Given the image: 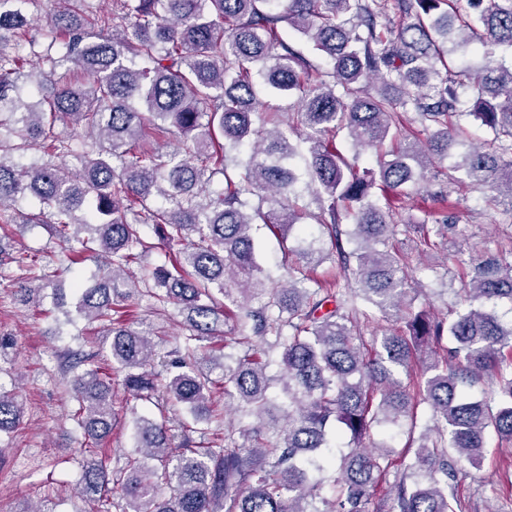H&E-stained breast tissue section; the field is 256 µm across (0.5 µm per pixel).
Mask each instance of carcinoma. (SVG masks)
Segmentation results:
<instances>
[{
	"label": "carcinoma",
	"instance_id": "carcinoma-1",
	"mask_svg": "<svg viewBox=\"0 0 512 512\" xmlns=\"http://www.w3.org/2000/svg\"><path fill=\"white\" fill-rule=\"evenodd\" d=\"M31 2L0 0V213L31 195L39 208L25 223L45 225L68 262L96 245V274L75 308L109 322L124 389L151 400L163 386L187 414L182 423L196 426L215 419L220 392L237 419L217 452L174 447L166 420L131 412L133 452L116 475L115 512H368L379 493L376 512H462L456 461L480 465L490 431L512 443V320L497 312L500 300L512 305V251L468 262V307L442 319L416 312L392 251L397 225L371 196L376 188L399 200L446 162L512 223V63L498 58L512 49V0H466L464 12L459 0H112L109 12L56 0L42 66L26 75ZM285 23L330 68L294 49ZM474 42L487 64L455 69L448 45ZM78 72L89 82L74 84ZM261 86L296 96L288 125L266 111ZM408 110L426 138L402 133ZM61 120L73 134L55 130ZM472 121L493 139L471 142ZM161 122L182 144H148ZM342 130L351 161L336 146ZM384 145L377 167L358 168L361 151ZM305 191L318 212L299 204ZM255 224L293 235L298 262L280 266L271 289ZM160 245L167 261L129 278ZM327 261L348 272L344 281L313 276ZM11 264L34 260L0 245V285ZM141 287L178 306L190 331L159 371L152 333L125 319ZM360 300L400 314L405 329L367 344L354 323ZM230 316L228 341L218 325ZM218 337L229 349L222 359L209 351ZM489 375L497 396L476 397ZM70 387L84 438H107L119 424L112 377L91 363ZM421 403L431 412L422 425ZM22 417L0 384V434ZM405 426L421 428L414 455L384 488L391 454L372 431ZM335 433L350 438L347 450ZM83 452L79 494L99 501L108 459ZM333 466L328 499L321 490Z\"/></svg>",
	"mask_w": 512,
	"mask_h": 512
}]
</instances>
